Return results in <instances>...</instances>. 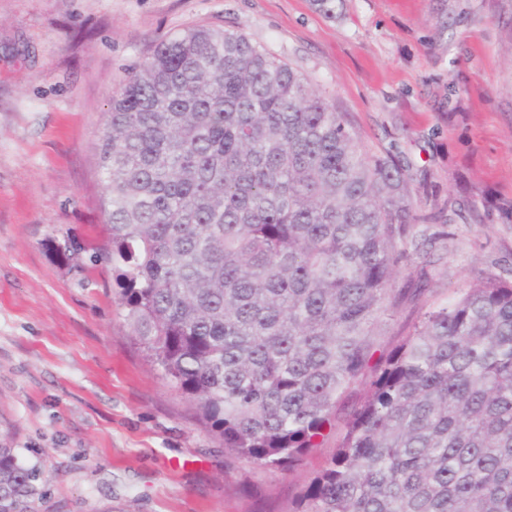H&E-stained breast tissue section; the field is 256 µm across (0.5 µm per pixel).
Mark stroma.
Returning a JSON list of instances; mask_svg holds the SVG:
<instances>
[{"instance_id":"35a3bbf8","label":"stroma","mask_w":512,"mask_h":512,"mask_svg":"<svg viewBox=\"0 0 512 512\" xmlns=\"http://www.w3.org/2000/svg\"><path fill=\"white\" fill-rule=\"evenodd\" d=\"M242 30L405 169L440 298L512 281V0H0V445L40 512H288L334 451L288 472L224 443L134 343L110 268L94 145L128 68L187 26ZM81 249L80 266L58 252Z\"/></svg>"}]
</instances>
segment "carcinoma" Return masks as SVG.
I'll use <instances>...</instances> for the list:
<instances>
[{"mask_svg": "<svg viewBox=\"0 0 512 512\" xmlns=\"http://www.w3.org/2000/svg\"><path fill=\"white\" fill-rule=\"evenodd\" d=\"M132 339L224 439L288 471L335 451L288 512H512V284H399L417 224L404 170L243 32L161 41L112 91L95 146ZM0 447V512H38Z\"/></svg>", "mask_w": 512, "mask_h": 512, "instance_id": "carcinoma-1", "label": "carcinoma"}]
</instances>
